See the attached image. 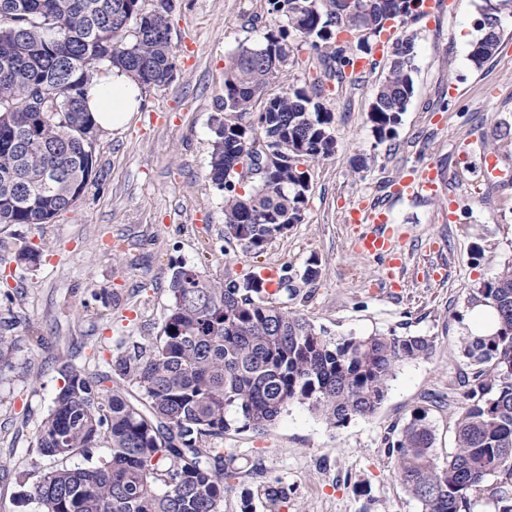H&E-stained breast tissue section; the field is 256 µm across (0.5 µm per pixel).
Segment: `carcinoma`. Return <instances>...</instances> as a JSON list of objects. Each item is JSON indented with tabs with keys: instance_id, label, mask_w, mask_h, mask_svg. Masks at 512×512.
I'll return each instance as SVG.
<instances>
[{
	"instance_id": "cac0c4a2",
	"label": "carcinoma",
	"mask_w": 512,
	"mask_h": 512,
	"mask_svg": "<svg viewBox=\"0 0 512 512\" xmlns=\"http://www.w3.org/2000/svg\"><path fill=\"white\" fill-rule=\"evenodd\" d=\"M0 0V224H48L71 208L92 175L100 128L85 88L107 62L145 88L174 79V0ZM278 21L242 46L224 72V103L213 122L209 176L224 192V236L261 254L303 220L309 163L332 156L333 113L322 80L274 93L299 52L343 79L394 23L424 14V0H266ZM512 0H486L472 44L477 66L501 39L499 13ZM415 44L391 45L388 75L367 114L374 137L391 139L415 93ZM320 276L311 262L284 275L277 292L296 299ZM159 335L89 372L67 362L64 386L42 421L36 452L63 465L47 471L20 502L38 512H221L234 490L235 456L215 447L234 430L264 432L292 403L328 426L369 418L403 363L435 352L427 336L395 331L332 336L269 299L261 279L217 282L196 265L172 272ZM490 306L493 333L463 344L469 372L460 392L455 446L439 454L424 408L385 438L388 456L420 512H472L483 502L512 512V264L469 293ZM0 326V363L18 339ZM121 381L123 386L110 383ZM107 444L110 453L93 459ZM80 454L89 465L68 467ZM168 490L158 495L154 484ZM276 512L286 491L264 486Z\"/></svg>"
}]
</instances>
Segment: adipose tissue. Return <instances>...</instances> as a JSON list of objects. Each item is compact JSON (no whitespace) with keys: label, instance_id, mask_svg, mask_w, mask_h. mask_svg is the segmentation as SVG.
<instances>
[{"label":"adipose tissue","instance_id":"obj_1","mask_svg":"<svg viewBox=\"0 0 512 512\" xmlns=\"http://www.w3.org/2000/svg\"><path fill=\"white\" fill-rule=\"evenodd\" d=\"M141 100V86L135 77L111 66L103 67L86 89L87 107L99 127L106 130L125 126L138 111Z\"/></svg>","mask_w":512,"mask_h":512}]
</instances>
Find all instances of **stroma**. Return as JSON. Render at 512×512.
I'll return each mask as SVG.
<instances>
[{"label":"stroma","instance_id":"obj_1","mask_svg":"<svg viewBox=\"0 0 512 512\" xmlns=\"http://www.w3.org/2000/svg\"><path fill=\"white\" fill-rule=\"evenodd\" d=\"M481 4L442 0L398 24L399 35L415 41V93L392 139L377 142L367 122L389 54L373 51L368 70L324 80L336 152L309 168L303 222L256 256L225 241L224 198L208 172L225 62L259 43L272 18L264 0H175L173 82L143 90L123 129L100 132L90 183L68 212L48 224H0V322H12L21 339L0 367V512H33L17 501L15 475L35 483L53 465L34 442L64 384L62 365L100 367L157 336L175 266L194 264L224 282L261 272L296 276L313 258L321 274L291 310L334 335L427 336L435 354L399 366L370 418L334 429L293 403L264 434L225 433L218 445L241 472L223 512H241L242 491L269 483L287 491L279 512H420L384 439L426 406L439 452L453 447L468 292L512 262V182L488 176L485 165L493 155L512 173V8L500 14L496 52L478 66L469 53ZM256 16L261 25H252ZM359 153L368 166L358 172ZM428 162L440 170L437 196L393 198L404 173ZM361 202L388 206L404 237L398 285L383 260L352 248L362 227L349 211ZM27 246L39 251L37 262L18 261ZM36 335L41 344H33ZM360 482L369 495L354 493Z\"/></svg>","mask_w":512,"mask_h":512}]
</instances>
